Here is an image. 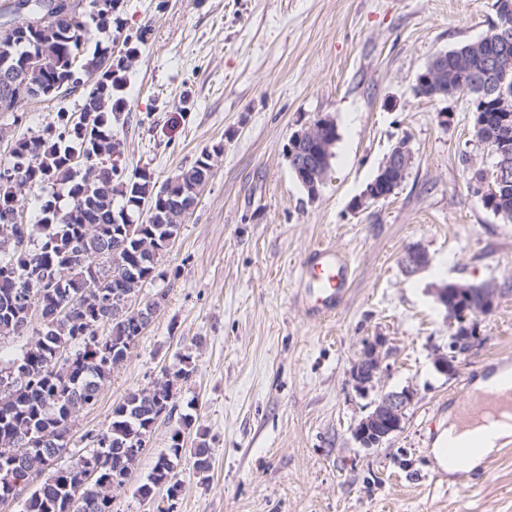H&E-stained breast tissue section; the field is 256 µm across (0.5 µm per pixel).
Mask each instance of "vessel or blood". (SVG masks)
Returning <instances> with one entry per match:
<instances>
[{"mask_svg":"<svg viewBox=\"0 0 512 512\" xmlns=\"http://www.w3.org/2000/svg\"><path fill=\"white\" fill-rule=\"evenodd\" d=\"M352 265L349 258L331 248L313 249L303 266V291L309 312L316 317L335 312L341 304L349 284ZM500 389L498 395L473 402L468 394H461L458 411L463 419H506L512 425V371L499 369L495 375ZM476 438L452 439L447 443L448 461L457 469L456 479L475 483L476 478L466 465L470 449L479 447Z\"/></svg>","mask_w":512,"mask_h":512,"instance_id":"vessel-or-blood-1","label":"vessel or blood"}]
</instances>
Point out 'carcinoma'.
<instances>
[{"mask_svg":"<svg viewBox=\"0 0 512 512\" xmlns=\"http://www.w3.org/2000/svg\"><path fill=\"white\" fill-rule=\"evenodd\" d=\"M97 2L87 4L95 28L85 24L79 11L54 14L41 30H17L10 48L17 65L27 53L52 59L50 67L28 71L25 98L52 100L51 89L65 90L80 80L83 107L91 113L89 130L80 118L58 113L56 123L14 141L9 157L0 159V205L11 202L21 210L26 188L35 191L30 203L37 214L34 224L0 219V337L33 336L13 357L0 360V370L14 366L22 373L10 396L0 398V448L34 440L32 452L15 465L22 472L51 468L70 445L71 423L97 404L112 373L132 353L136 326L133 318L114 314V305L167 277L160 260L180 225L167 223L165 210L172 197L196 199L207 179L203 154L160 185L149 171L128 174L114 163L120 143L112 126L127 106V66L118 63L103 70L106 53L82 54L95 32L112 28V17L102 15ZM496 41L490 26L479 39L448 50L438 83L451 97L471 96L472 133L488 148L503 113L480 92L491 78L487 63L496 58L512 70V47L502 55L495 51ZM337 140V129L330 128L321 140L303 147L311 169L327 173L334 157L327 145ZM469 188L484 209L512 222V183L503 186L493 168L479 167L471 172ZM62 196L68 200L64 207ZM144 208L148 213H142ZM143 214L147 219L140 223ZM101 253L112 255L107 275L93 265V257ZM30 289L38 295L37 313L27 315L19 297ZM194 372L195 359L188 351L180 355L175 371L115 405L105 430L83 435L92 444L96 474L71 465L52 483H27L18 490L0 485V498L22 497L20 512H112L114 493L126 487L159 418H172L178 383ZM194 424L192 414L179 416L168 448L136 495L154 498L162 491L170 496L182 484L178 468L187 455L195 474L207 477V441L184 448V431Z\"/></svg>","mask_w":512,"mask_h":512,"instance_id":"cac0c4a2","label":"carcinoma"}]
</instances>
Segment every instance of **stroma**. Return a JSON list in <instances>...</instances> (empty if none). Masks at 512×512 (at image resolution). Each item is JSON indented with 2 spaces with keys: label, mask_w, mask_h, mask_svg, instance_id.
<instances>
[{
  "label": "stroma",
  "mask_w": 512,
  "mask_h": 512,
  "mask_svg": "<svg viewBox=\"0 0 512 512\" xmlns=\"http://www.w3.org/2000/svg\"><path fill=\"white\" fill-rule=\"evenodd\" d=\"M494 0H120L112 27L86 52L137 55L128 72L130 119L113 127L121 166L164 182L215 144L224 151L198 203L163 254L172 281L139 293L166 298L136 348L81 412L55 461L66 467L92 450L83 436L105 429L113 407L150 386L193 352L196 370L178 390L191 413L195 447L205 434L207 479L181 463L175 512H512V455L491 454L478 485L453 483L431 448L453 418L448 401L465 377L512 353V224L485 210L468 188L470 168L491 164L471 133L464 96H417L416 77L440 52L479 39ZM82 90L21 104L0 157L14 140L78 112ZM452 120L441 125L438 113ZM331 117L339 139L316 198L285 156L300 124ZM413 155L386 199L354 209L390 149ZM330 245L348 255L353 277L336 312L310 316L301 267ZM425 250L428 268L407 275L401 258ZM446 283L492 285V310L454 374L435 370L452 330L434 297ZM381 338L380 390L417 397L399 431L364 448L352 429L371 395L351 368L363 344ZM176 419L153 436L116 493L112 512H157L133 492L167 448Z\"/></svg>",
  "instance_id": "stroma-1"
}]
</instances>
